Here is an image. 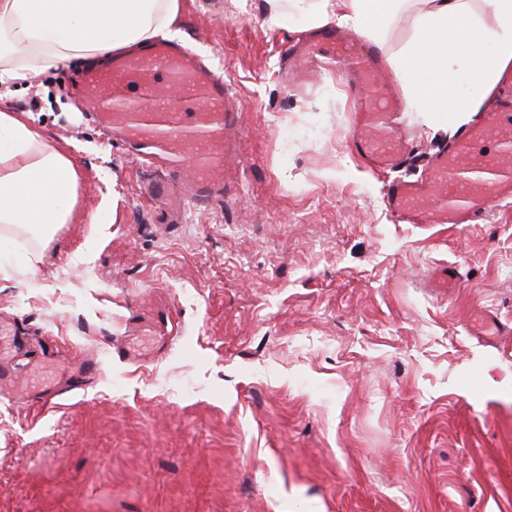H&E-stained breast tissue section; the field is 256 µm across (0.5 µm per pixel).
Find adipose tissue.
<instances>
[{
    "label": "adipose tissue",
    "instance_id": "ef3b65f1",
    "mask_svg": "<svg viewBox=\"0 0 512 512\" xmlns=\"http://www.w3.org/2000/svg\"><path fill=\"white\" fill-rule=\"evenodd\" d=\"M328 18L381 43L403 15L416 36L391 60L413 111L479 112L512 68V0H267L269 24L292 11ZM179 0H0V88L75 60H94L159 36H173ZM82 170L65 144L22 113L0 110V239L70 223Z\"/></svg>",
    "mask_w": 512,
    "mask_h": 512
}]
</instances>
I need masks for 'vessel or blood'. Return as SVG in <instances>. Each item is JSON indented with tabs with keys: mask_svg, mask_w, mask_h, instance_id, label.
<instances>
[{
	"mask_svg": "<svg viewBox=\"0 0 512 512\" xmlns=\"http://www.w3.org/2000/svg\"><path fill=\"white\" fill-rule=\"evenodd\" d=\"M386 64L374 46L324 28L288 49L281 75L328 72L344 78L351 100V150L371 167L391 172L408 156L409 117L403 98L383 84ZM499 107L481 113L449 140L434 146L424 176L392 180L388 211L401 224H482L499 202L512 199V75ZM78 91L89 121L111 134L150 176L143 198L170 221L186 203L205 208L226 192V171L246 165L238 148L241 107L222 74L180 44L159 37L131 53L84 70ZM29 337L17 325L0 327V395L33 391L41 407L85 389L95 364L77 360L63 380L30 386L21 371Z\"/></svg>",
	"mask_w": 512,
	"mask_h": 512,
	"instance_id": "obj_1",
	"label": "vessel or blood"
}]
</instances>
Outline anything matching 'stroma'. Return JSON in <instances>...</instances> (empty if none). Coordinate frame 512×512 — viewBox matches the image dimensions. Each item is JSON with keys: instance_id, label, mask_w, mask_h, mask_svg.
I'll return each mask as SVG.
<instances>
[{"instance_id": "35a3bbf8", "label": "stroma", "mask_w": 512, "mask_h": 512, "mask_svg": "<svg viewBox=\"0 0 512 512\" xmlns=\"http://www.w3.org/2000/svg\"><path fill=\"white\" fill-rule=\"evenodd\" d=\"M176 27L237 96L249 160L183 223L83 115L80 64L0 98L32 103L84 172L72 223L0 244V314L59 366L98 361L51 410L0 399V512H512V204L398 223L386 175L351 152L344 88L279 74L305 16L180 0ZM448 263L445 293L430 279ZM481 306L507 333L470 335ZM172 311L155 359H113Z\"/></svg>"}]
</instances>
